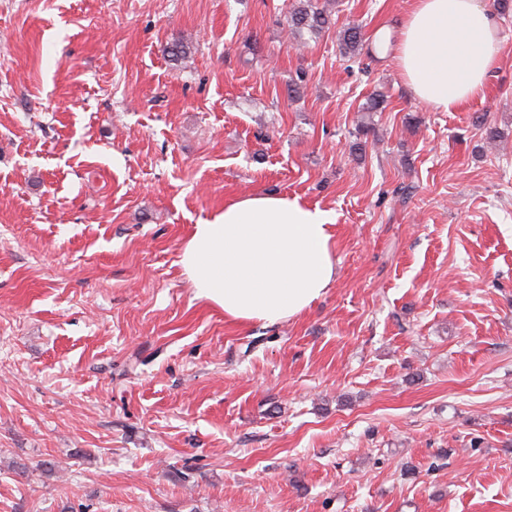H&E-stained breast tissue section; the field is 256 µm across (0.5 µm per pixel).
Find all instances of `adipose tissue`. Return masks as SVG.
Wrapping results in <instances>:
<instances>
[{
    "instance_id": "obj_1",
    "label": "adipose tissue",
    "mask_w": 512,
    "mask_h": 512,
    "mask_svg": "<svg viewBox=\"0 0 512 512\" xmlns=\"http://www.w3.org/2000/svg\"><path fill=\"white\" fill-rule=\"evenodd\" d=\"M484 0H414L392 50L414 97L453 112L480 94L498 59ZM333 219L284 195L253 194L195 225L179 264L199 298L240 324L305 311L336 279Z\"/></svg>"
}]
</instances>
